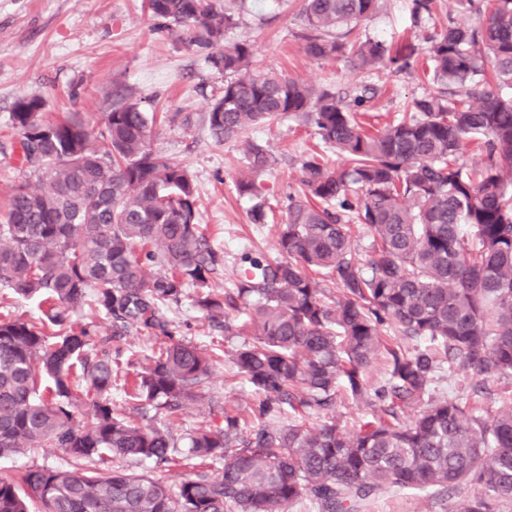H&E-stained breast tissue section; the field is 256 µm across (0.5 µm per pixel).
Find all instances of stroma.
<instances>
[{
  "mask_svg": "<svg viewBox=\"0 0 512 512\" xmlns=\"http://www.w3.org/2000/svg\"><path fill=\"white\" fill-rule=\"evenodd\" d=\"M214 5L233 13L235 24L226 30L224 41L250 43L251 70H273L316 88L376 86L377 97L364 108L366 121L375 127L401 116L412 99L438 90L420 67L410 74L384 67L370 71L343 59L308 56L302 39V0H214ZM409 8L410 0H378L376 11L355 24L354 37L410 45L418 60H425L427 36L456 17L455 2L437 0L432 16L418 28L409 22ZM223 85V75L209 67L203 53L169 37L144 9L143 0H0V214L8 207L13 186L31 177L21 163L18 137L11 127L17 98H43L45 113L52 119L77 112L96 123L123 95L157 113L151 146L182 162L192 174L199 223L211 245L224 253L217 277L231 283L240 271L242 252L276 256L277 227L252 223L251 203L235 189V177L245 165L240 142L218 143L209 134L205 116ZM167 112L189 116V125L165 121ZM249 136L277 159L261 181L277 218H285L289 199L302 194L300 163L320 140L313 128L288 118L261 124ZM163 315L177 337L214 347V367L201 389V404L171 415L159 413L155 425L169 426L182 437L202 425L223 424L227 394H234L240 406H248L253 390L229 357L241 337L225 339L188 296L180 304L164 306ZM432 389L434 396L460 398L485 416L512 398V377L491 380L485 391L477 393L463 375L441 370ZM91 465V460L74 459L57 448H27L0 461V477L32 466L81 470ZM472 493L465 487L457 494L428 500L392 489L367 500L362 512H459Z\"/></svg>",
  "mask_w": 512,
  "mask_h": 512,
  "instance_id": "obj_1",
  "label": "stroma"
}]
</instances>
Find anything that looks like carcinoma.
Listing matches in <instances>:
<instances>
[{
    "mask_svg": "<svg viewBox=\"0 0 512 512\" xmlns=\"http://www.w3.org/2000/svg\"><path fill=\"white\" fill-rule=\"evenodd\" d=\"M376 2L305 0V52L409 69L413 49L349 39ZM458 2V19L427 39L439 90L378 129L357 116L376 89L349 98L251 73L250 45L223 44L233 17L212 0H146L176 41L224 75L206 123L214 140L242 141L235 188L252 201V223L275 212L257 179L274 159L244 137L251 127L301 119L343 158L333 168L317 151L305 155V198L290 200L278 225V257L242 253L229 287L214 281L224 255L200 229L191 175L149 144L154 115L114 104L99 153L80 114L51 120L42 98L15 101L11 125L40 188H13L0 221V288L39 299L46 324L0 318V458L46 446L102 464L195 460L209 471L168 489L126 469L29 468L0 478V512H288L304 497L320 512H358L391 488L435 498L464 484L473 486L464 512H496L512 498V401L482 419L462 399L430 393L445 366L478 385L512 377V0ZM432 8L412 0L411 25ZM469 149L482 160L465 168L458 158ZM353 223L372 235L364 260ZM190 288L207 319L224 321L225 338L250 336L231 356L257 398L243 416L225 397L224 425L181 439L112 401L123 367L106 350L90 357V333L72 314L86 303L105 312L114 341L131 329L162 337L129 396L174 413L202 401L213 369V354L175 338L161 312ZM388 327L420 346L384 344ZM382 352L388 377L372 386ZM342 390L375 420L342 425ZM89 400L92 413L75 423ZM288 409L324 421L270 423Z\"/></svg>",
    "mask_w": 512,
    "mask_h": 512,
    "instance_id": "cac0c4a2",
    "label": "carcinoma"
}]
</instances>
